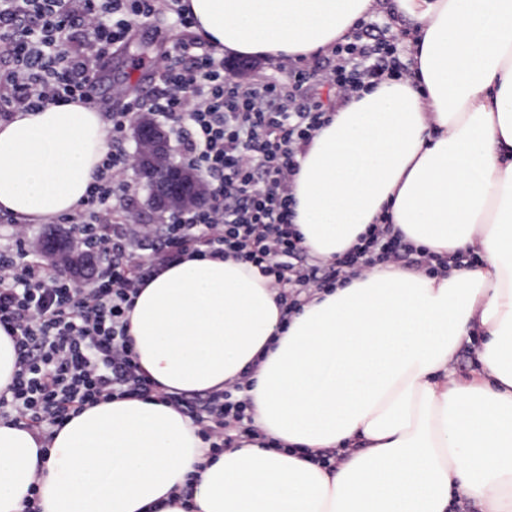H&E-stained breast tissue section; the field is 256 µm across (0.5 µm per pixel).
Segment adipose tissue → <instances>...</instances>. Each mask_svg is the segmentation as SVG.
Returning a JSON list of instances; mask_svg holds the SVG:
<instances>
[{
	"label": "adipose tissue",
	"mask_w": 512,
	"mask_h": 512,
	"mask_svg": "<svg viewBox=\"0 0 512 512\" xmlns=\"http://www.w3.org/2000/svg\"><path fill=\"white\" fill-rule=\"evenodd\" d=\"M217 49L306 58L345 41L378 0H182ZM415 81L338 107L298 157L295 223L314 255L389 216L447 259L433 277L379 266L282 323L277 292L233 258H187L140 290L129 335L169 392L250 372L256 442L209 461L191 420L136 398L85 408L41 457L0 422V512H512V0H392ZM109 150L81 102L0 123V208L74 210ZM474 250L480 264L452 265ZM481 335L471 380L448 374ZM276 447H269V440ZM335 450L330 470L316 461ZM197 474L188 484L189 474Z\"/></svg>",
	"instance_id": "ef3b65f1"
}]
</instances>
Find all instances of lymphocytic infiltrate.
<instances>
[{
    "label": "lymphocytic infiltrate",
    "mask_w": 512,
    "mask_h": 512,
    "mask_svg": "<svg viewBox=\"0 0 512 512\" xmlns=\"http://www.w3.org/2000/svg\"><path fill=\"white\" fill-rule=\"evenodd\" d=\"M163 13L178 36L154 64L159 89L105 113L110 149L83 200L60 218L95 247L91 286L74 287L30 255L29 225L10 224L0 243V329L17 355L12 382L0 392V421L33 431L45 456L73 416L119 398L173 405L191 419L213 459L258 437L249 377L203 395L168 393L140 367L127 314L141 286L168 265L234 257L269 280L288 314L315 291L344 286L366 269L396 264L433 276L444 265L390 224L368 225L357 245L319 259L293 224L297 157L336 109L321 88L331 85L343 100L412 78L404 47L377 18L359 22L347 42L314 65L289 64L287 79L246 81L228 74L194 35L196 20L180 0H0V122L20 110L90 101L112 47ZM138 112L153 113L208 182L209 206L179 211L163 224L137 221L125 144Z\"/></svg>",
    "instance_id": "f902f5d3"
}]
</instances>
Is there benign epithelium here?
Here are the masks:
<instances>
[{
	"mask_svg": "<svg viewBox=\"0 0 512 512\" xmlns=\"http://www.w3.org/2000/svg\"><path fill=\"white\" fill-rule=\"evenodd\" d=\"M137 146L136 169L150 190V201L157 210H179L206 202L207 195L198 177L173 153L167 132L138 116L132 121ZM41 249L55 262L70 252L65 236L45 240Z\"/></svg>",
	"mask_w": 512,
	"mask_h": 512,
	"instance_id": "7a95c632",
	"label": "benign epithelium"
}]
</instances>
